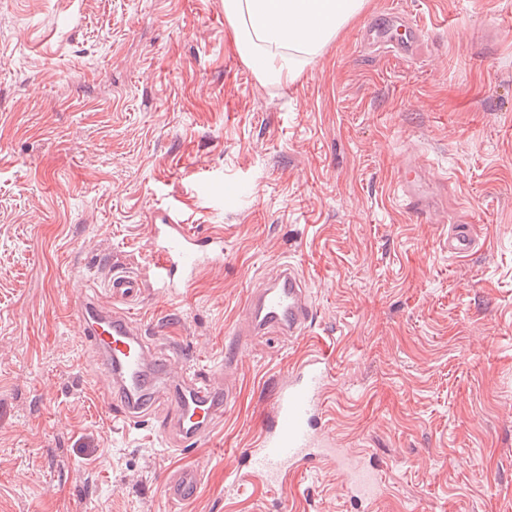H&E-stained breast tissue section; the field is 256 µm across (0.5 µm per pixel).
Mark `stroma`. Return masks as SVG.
<instances>
[{"label": "stroma", "instance_id": "35a3bbf8", "mask_svg": "<svg viewBox=\"0 0 512 512\" xmlns=\"http://www.w3.org/2000/svg\"><path fill=\"white\" fill-rule=\"evenodd\" d=\"M222 0H0V512H351L334 471L224 492L275 384L324 352L326 435L383 463L375 512H512V0H369L299 80L261 85ZM390 8L408 53L365 41ZM424 165L443 207L395 185ZM224 236V265L146 291L148 335L207 371L281 262L317 312L306 336L237 350L214 436L165 447L161 416L107 420L73 308L106 269L148 275L150 224ZM483 242L448 256V222ZM198 468L175 505L169 471ZM398 189L408 211L417 217H431V198L415 162H409L398 180Z\"/></svg>", "mask_w": 512, "mask_h": 512}]
</instances>
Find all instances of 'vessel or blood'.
<instances>
[{
    "mask_svg": "<svg viewBox=\"0 0 512 512\" xmlns=\"http://www.w3.org/2000/svg\"><path fill=\"white\" fill-rule=\"evenodd\" d=\"M422 33L418 21L395 8L370 30L374 41L400 51L411 49ZM398 189L408 211L419 217L431 216L430 194L415 163L407 164ZM151 232L154 261L149 280L112 267L104 295L82 298L75 316L82 338L103 366L106 379L98 390L111 400L113 415L135 423L155 403L169 401L171 412L161 433L167 444L187 447L214 429L222 404L233 398V388L216 385L208 374L191 375L172 389L161 387V379L171 370L172 357L162 345L144 338L133 309L146 287L166 295L190 287L205 269L223 265L224 237L196 234L169 211L155 215ZM479 245L474 225H449V257L474 253ZM313 319L310 291L297 267L286 261L278 265L264 288L251 295L235 334L273 335L290 342L306 335ZM328 367L323 354L311 353L282 377L256 445L243 449L238 466L224 475L225 492L238 491L255 480L282 490L293 476L330 465L342 475L343 490L354 512H373L383 492L378 464L367 451L339 447L322 432V393ZM199 485V471L186 468L167 479L166 495L171 501L186 502L196 496Z\"/></svg>",
    "mask_w": 512,
    "mask_h": 512,
    "instance_id": "b4317fda",
    "label": "vessel or blood"
}]
</instances>
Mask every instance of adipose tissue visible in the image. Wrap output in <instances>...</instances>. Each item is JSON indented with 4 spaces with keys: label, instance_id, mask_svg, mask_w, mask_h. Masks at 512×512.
Wrapping results in <instances>:
<instances>
[{
    "label": "adipose tissue",
    "instance_id": "ef3b65f1",
    "mask_svg": "<svg viewBox=\"0 0 512 512\" xmlns=\"http://www.w3.org/2000/svg\"><path fill=\"white\" fill-rule=\"evenodd\" d=\"M368 0H223L244 63L265 86L298 79Z\"/></svg>",
    "mask_w": 512,
    "mask_h": 512
}]
</instances>
